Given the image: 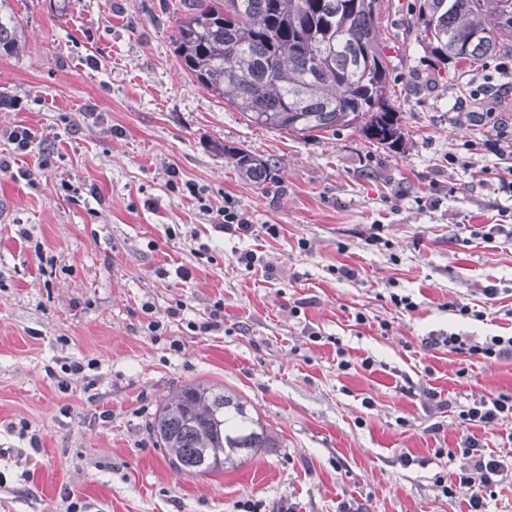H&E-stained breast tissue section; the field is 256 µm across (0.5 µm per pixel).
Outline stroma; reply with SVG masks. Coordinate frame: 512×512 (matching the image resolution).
Segmentation results:
<instances>
[{
	"mask_svg": "<svg viewBox=\"0 0 512 512\" xmlns=\"http://www.w3.org/2000/svg\"><path fill=\"white\" fill-rule=\"evenodd\" d=\"M414 3L379 0L406 142L390 149L248 122L185 70L182 0H9L22 44L0 56V94L18 105L0 130L31 129L15 164L35 175L0 173V512H466L463 439L512 455V423L466 428L457 407L511 394L512 358L428 340L512 336V50L435 70L407 32ZM228 202L251 234L221 230ZM245 249L259 265L236 263ZM191 382L242 393L282 447L177 473L150 423ZM224 157L229 159L240 174L251 182L265 183L271 180L269 162L248 150L228 149L224 146Z\"/></svg>",
	"mask_w": 512,
	"mask_h": 512,
	"instance_id": "obj_1",
	"label": "stroma"
}]
</instances>
